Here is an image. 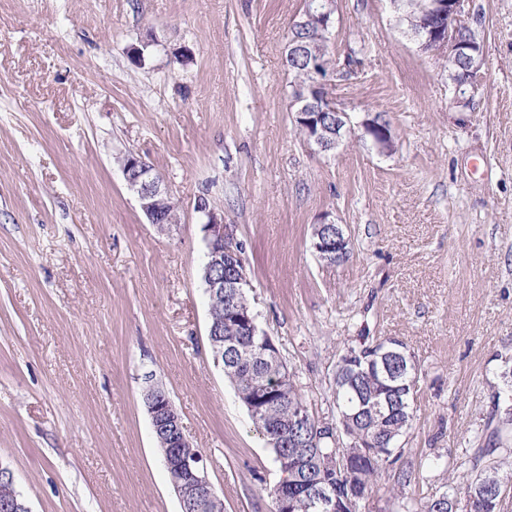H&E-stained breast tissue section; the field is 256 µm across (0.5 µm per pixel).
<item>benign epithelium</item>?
I'll use <instances>...</instances> for the list:
<instances>
[{
  "mask_svg": "<svg viewBox=\"0 0 512 512\" xmlns=\"http://www.w3.org/2000/svg\"><path fill=\"white\" fill-rule=\"evenodd\" d=\"M466 0H427L426 7L416 12L408 0H391L395 25L403 28L420 50L448 49V65L453 68L458 61H469L472 69L469 75L457 80L464 85L473 81L480 68L475 56L482 54L481 44L467 22ZM334 0H317L312 16L318 20L317 40H330L333 28L332 15ZM301 52L311 59L312 71L317 80L307 86V93L298 97L296 122L309 145L320 152L336 149L343 137L352 131L348 113L336 106L326 90V77L330 61L320 58L314 48H306L288 42V53ZM359 126L369 135L382 152L392 146V135L388 125L376 117H365ZM126 185L135 194L139 206L148 222L161 229L173 225L161 207L169 190L159 176L138 155L127 153L118 158ZM196 211L207 226L204 233L206 248L205 265L202 267V281L207 296L213 299L238 297L251 287L250 280L239 275L228 280L214 277L211 271L223 266H232L237 259L233 248L234 236L224 217L217 214L208 197L201 195L196 200ZM347 239L341 233L334 235L315 234L312 247L317 256L329 263L340 258L346 250ZM153 432L170 437L173 448L166 449L163 457L165 467L174 474L172 486L179 499L181 512H224L221 499L209 481L203 456L184 458L177 449L189 445L183 424L172 401L164 388L155 383L146 398ZM312 507L317 512H335L336 496L325 489L314 495Z\"/></svg>",
  "mask_w": 512,
  "mask_h": 512,
  "instance_id": "obj_1",
  "label": "benign epithelium"
}]
</instances>
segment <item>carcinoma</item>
Returning a JSON list of instances; mask_svg holds the SVG:
<instances>
[{"label": "carcinoma", "mask_w": 512, "mask_h": 512, "mask_svg": "<svg viewBox=\"0 0 512 512\" xmlns=\"http://www.w3.org/2000/svg\"><path fill=\"white\" fill-rule=\"evenodd\" d=\"M294 75L291 89L310 84L313 75L304 59L285 58ZM210 320L224 322V341L235 342L224 349V374L235 387L239 399L248 407L263 405L261 417L253 420L272 454L276 469L283 459L293 460L307 445L317 462L302 481H288V489L275 485L270 497L288 496V512H313L311 501L317 489L334 487L338 508L350 512L349 503L357 502L373 492L382 471L397 463L405 449L400 439L412 428L417 402L419 368L408 367L406 357L386 350L400 341L392 338L362 337L358 346L348 348L336 365L333 378V405L336 419L323 421L314 414L298 425H289L294 411L308 407L296 389L294 372L286 356H281L277 369H272L262 353V330L252 331L246 325L229 321V305L212 307ZM502 387L492 395V408L481 433L480 446L469 457V471L474 477L458 483L453 493L426 495L410 510L402 502L404 490L413 477L411 469L399 470L390 490L398 507L405 512H451L458 496L466 499L468 512H500L506 496L512 492V364L501 372ZM342 430V441L336 442V430ZM492 487L477 492L475 486L484 478Z\"/></svg>", "instance_id": "obj_1"}]
</instances>
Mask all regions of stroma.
I'll use <instances>...</instances> for the list:
<instances>
[{
	"instance_id": "35a3bbf8",
	"label": "stroma",
	"mask_w": 512,
	"mask_h": 512,
	"mask_svg": "<svg viewBox=\"0 0 512 512\" xmlns=\"http://www.w3.org/2000/svg\"><path fill=\"white\" fill-rule=\"evenodd\" d=\"M305 3L0 0V465L31 512H180L150 380L224 512H272V456L209 348L201 195L315 416L336 414L348 347L397 339L420 368L407 495L443 492L436 456L466 473L512 355V0H469L483 55L462 92L390 0H336L327 89L352 121L381 116L393 149L355 132L326 155L289 97ZM127 153L168 186L171 230L147 223ZM325 216L351 243L339 265L312 249Z\"/></svg>"
}]
</instances>
